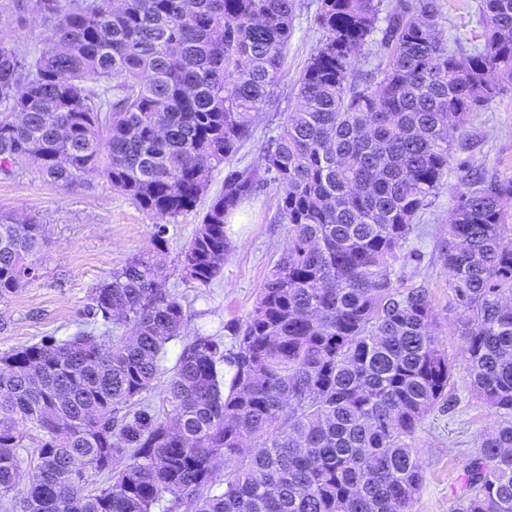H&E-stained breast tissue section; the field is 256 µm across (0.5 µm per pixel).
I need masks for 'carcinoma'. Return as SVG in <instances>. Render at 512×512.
Masks as SVG:
<instances>
[{"mask_svg":"<svg viewBox=\"0 0 512 512\" xmlns=\"http://www.w3.org/2000/svg\"><path fill=\"white\" fill-rule=\"evenodd\" d=\"M32 51L0 41V175L32 159L65 189L104 177L156 219L154 249L91 290L70 338L0 355L4 512H413L414 436L453 402L429 289L395 264L466 123L512 89V0H480L483 41L451 49L439 0H320L317 46L261 163L224 171L187 244L207 287L227 220L283 188L288 247L247 317L182 342L169 409L143 400L185 307L159 279L161 225L192 211L284 78L296 0H35ZM25 0H0L24 27ZM381 33V39L374 38ZM380 42L370 72L358 56ZM441 260L473 393L496 419L472 449L465 512H512V177L455 187ZM36 220L0 216V299L34 275ZM232 370L224 385L225 368ZM37 432L34 446L25 427ZM36 459L22 482L20 451Z\"/></svg>","mask_w":512,"mask_h":512,"instance_id":"cac0c4a2","label":"carcinoma"}]
</instances>
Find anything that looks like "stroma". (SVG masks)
<instances>
[{"label":"stroma","instance_id":"1","mask_svg":"<svg viewBox=\"0 0 512 512\" xmlns=\"http://www.w3.org/2000/svg\"><path fill=\"white\" fill-rule=\"evenodd\" d=\"M439 29L449 42L468 47L478 43L479 0H440ZM318 0H296L285 78L273 103L259 112L253 137L232 157L233 166L259 163L261 147L276 135L281 113L295 103V82L316 46ZM467 144L457 149L448 182L433 205L420 217L408 248L413 261L398 269L402 286L425 285L440 325L441 341L449 356H458L462 338L453 326L448 273L440 249L446 239L454 205L453 187L463 166L480 168L500 177H512V90L479 113L466 128ZM30 161L20 162L15 177H0V215L17 221L34 218L46 226L47 243L33 257L36 278L0 300V353L48 338L65 339L84 320L92 288L135 255L152 251L155 221L127 196L100 177L89 178L66 190L32 172ZM282 194L269 184L242 206L229 227L232 249L210 287L185 282L181 252L199 221L198 211L172 219L166 226L167 255L162 277L186 309L183 333L216 337L224 345L232 339L228 323L251 310L256 294L288 244V227L277 220ZM455 402L435 409L423 421L415 444L424 475L414 512H462L461 485L467 450L493 426L495 419L469 390L464 367L454 375Z\"/></svg>","mask_w":512,"mask_h":512}]
</instances>
